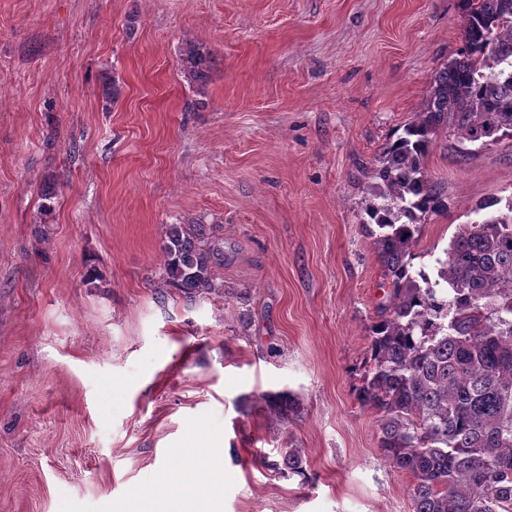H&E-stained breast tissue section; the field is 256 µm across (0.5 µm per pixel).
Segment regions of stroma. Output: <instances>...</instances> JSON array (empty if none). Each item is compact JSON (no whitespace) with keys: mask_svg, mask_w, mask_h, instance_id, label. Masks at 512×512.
<instances>
[{"mask_svg":"<svg viewBox=\"0 0 512 512\" xmlns=\"http://www.w3.org/2000/svg\"><path fill=\"white\" fill-rule=\"evenodd\" d=\"M460 45V0H0V512L164 475L194 512H410L355 395L390 290L361 219ZM424 165L429 271L512 198V140L441 130ZM170 224L223 240V293L165 286Z\"/></svg>","mask_w":512,"mask_h":512,"instance_id":"35a3bbf8","label":"stroma"}]
</instances>
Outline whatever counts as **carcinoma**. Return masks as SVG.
Listing matches in <instances>:
<instances>
[{"mask_svg":"<svg viewBox=\"0 0 512 512\" xmlns=\"http://www.w3.org/2000/svg\"><path fill=\"white\" fill-rule=\"evenodd\" d=\"M461 10L457 56L373 171L363 227L391 295L357 397L380 415L384 459L414 478L411 512H512V198L459 228L436 275L410 260L422 219L448 209L424 171L432 135L512 140V0H461ZM185 56L202 79L204 53L189 46ZM165 236L167 284L189 302L224 293V249L205 225L169 224ZM283 465L304 474L302 450L288 449Z\"/></svg>","mask_w":512,"mask_h":512,"instance_id":"cac0c4a2","label":"carcinoma"}]
</instances>
